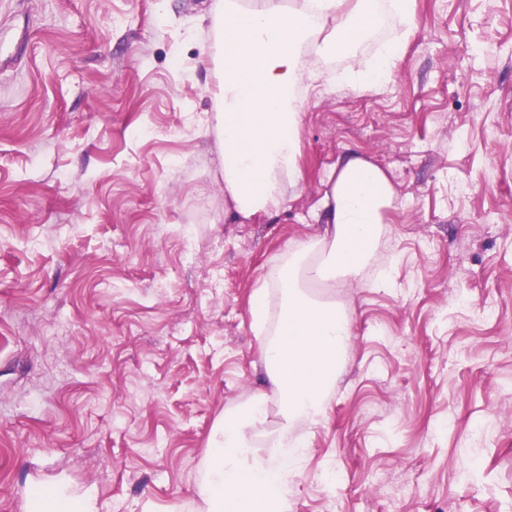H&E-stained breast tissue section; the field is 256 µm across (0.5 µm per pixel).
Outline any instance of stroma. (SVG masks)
Segmentation results:
<instances>
[{
    "label": "stroma",
    "instance_id": "obj_1",
    "mask_svg": "<svg viewBox=\"0 0 512 512\" xmlns=\"http://www.w3.org/2000/svg\"><path fill=\"white\" fill-rule=\"evenodd\" d=\"M218 0H0V512H203L209 436L270 389L250 298L349 154L398 194L337 289L353 336L298 423L295 512H512V0H416L391 82L319 61L304 178L273 219L224 204ZM500 313L488 321L486 303ZM30 512H94L91 502L64 497L53 488H36L30 500Z\"/></svg>",
    "mask_w": 512,
    "mask_h": 512
}]
</instances>
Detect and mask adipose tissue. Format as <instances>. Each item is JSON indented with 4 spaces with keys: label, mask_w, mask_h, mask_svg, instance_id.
<instances>
[{
    "label": "adipose tissue",
    "mask_w": 512,
    "mask_h": 512,
    "mask_svg": "<svg viewBox=\"0 0 512 512\" xmlns=\"http://www.w3.org/2000/svg\"><path fill=\"white\" fill-rule=\"evenodd\" d=\"M414 13L415 0H297L291 9L284 0H224L222 35L211 55L224 195L236 217L277 215L287 192L301 183L299 135L308 105L301 85L314 61L354 58L342 81L363 91L381 87L392 79L402 43L373 57L357 50L384 15L409 28ZM396 205L395 187L382 168L357 155L339 159L320 200L322 235L288 251L269 288L252 294V327L267 337L262 363L271 391L225 409L208 443L206 512H287L288 482L304 453L294 426L322 420L352 336L335 300L313 296L309 288L328 291L363 275ZM273 287L280 296L275 314L269 304ZM271 398L278 402L280 422L270 432ZM262 430L274 460L255 451L253 438Z\"/></svg>",
    "instance_id": "adipose-tissue-1"
}]
</instances>
